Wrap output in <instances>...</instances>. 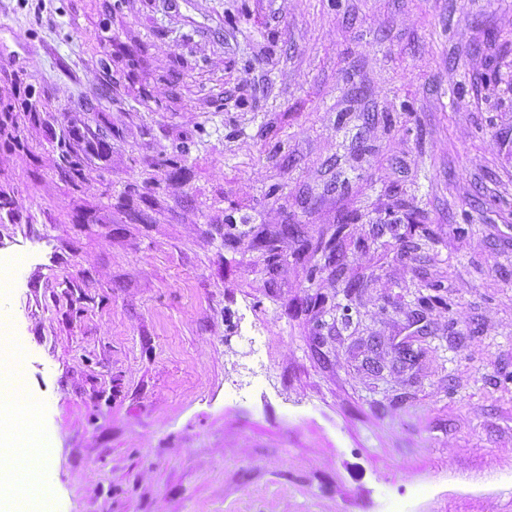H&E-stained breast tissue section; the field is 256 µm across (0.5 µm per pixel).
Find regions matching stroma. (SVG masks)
<instances>
[{"instance_id": "1", "label": "stroma", "mask_w": 512, "mask_h": 512, "mask_svg": "<svg viewBox=\"0 0 512 512\" xmlns=\"http://www.w3.org/2000/svg\"><path fill=\"white\" fill-rule=\"evenodd\" d=\"M10 254L54 512H512V0H0Z\"/></svg>"}]
</instances>
